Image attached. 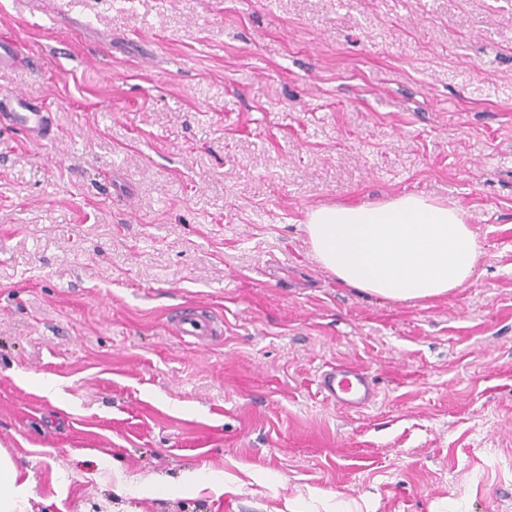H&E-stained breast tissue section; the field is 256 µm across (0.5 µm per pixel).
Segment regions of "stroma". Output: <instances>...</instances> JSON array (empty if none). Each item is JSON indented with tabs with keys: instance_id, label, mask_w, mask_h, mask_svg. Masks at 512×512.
I'll return each instance as SVG.
<instances>
[{
	"instance_id": "1",
	"label": "stroma",
	"mask_w": 512,
	"mask_h": 512,
	"mask_svg": "<svg viewBox=\"0 0 512 512\" xmlns=\"http://www.w3.org/2000/svg\"><path fill=\"white\" fill-rule=\"evenodd\" d=\"M4 36L54 125L0 131L27 512H512V0H0ZM409 192L465 209L471 283L340 285L306 211ZM337 363L373 406L320 394ZM175 329L180 336L197 338L206 334L207 324L200 318L181 313L176 319ZM318 389L328 400L347 410L368 408L378 396L368 374L345 363L329 366L322 371L318 377Z\"/></svg>"
}]
</instances>
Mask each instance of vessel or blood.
I'll return each mask as SVG.
<instances>
[{"mask_svg": "<svg viewBox=\"0 0 512 512\" xmlns=\"http://www.w3.org/2000/svg\"><path fill=\"white\" fill-rule=\"evenodd\" d=\"M23 129L33 141L47 138L52 125V114L45 103L21 94L0 97V123ZM318 389L328 400L347 410H361L372 406L378 396L368 374L352 365L339 363L329 366L318 377Z\"/></svg>", "mask_w": 512, "mask_h": 512, "instance_id": "b4317fda", "label": "vessel or blood"}]
</instances>
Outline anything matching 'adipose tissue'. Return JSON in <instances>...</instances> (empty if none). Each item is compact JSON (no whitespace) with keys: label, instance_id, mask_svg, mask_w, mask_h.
I'll return each instance as SVG.
<instances>
[{"label":"adipose tissue","instance_id":"obj_1","mask_svg":"<svg viewBox=\"0 0 512 512\" xmlns=\"http://www.w3.org/2000/svg\"><path fill=\"white\" fill-rule=\"evenodd\" d=\"M304 224L312 251L338 283L392 301L455 293L471 282L481 255L465 210L421 194L316 207Z\"/></svg>","mask_w":512,"mask_h":512}]
</instances>
